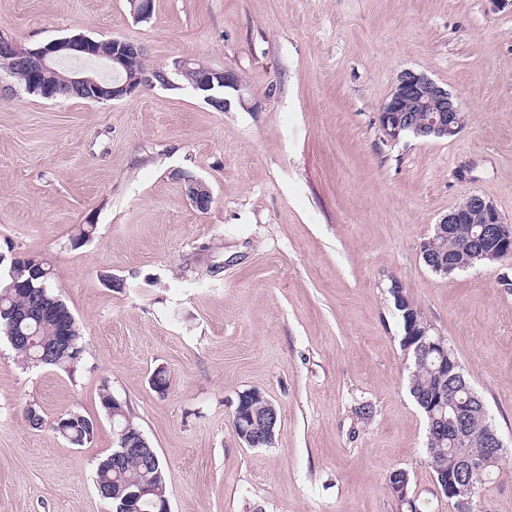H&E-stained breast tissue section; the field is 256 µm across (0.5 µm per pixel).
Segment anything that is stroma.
Listing matches in <instances>:
<instances>
[{"mask_svg": "<svg viewBox=\"0 0 512 512\" xmlns=\"http://www.w3.org/2000/svg\"><path fill=\"white\" fill-rule=\"evenodd\" d=\"M0 34L22 48L130 41L151 68L233 69L244 97L220 112L180 80L47 100L0 68V253L53 263L85 347L69 373L25 368L0 339V512H111L94 485L114 447L105 389L169 473L171 512H399L396 469L450 512L408 391L394 280L510 447L480 503L512 512V263L445 277L420 256L469 193L512 221L511 6L153 0L142 18L132 0H0ZM405 69L458 97L456 137H383L377 112ZM188 176L210 189L208 210L187 198ZM86 224L94 239L72 246ZM249 389L277 411L272 445L234 431ZM69 413L96 422L91 443L53 430Z\"/></svg>", "mask_w": 512, "mask_h": 512, "instance_id": "stroma-1", "label": "stroma"}]
</instances>
